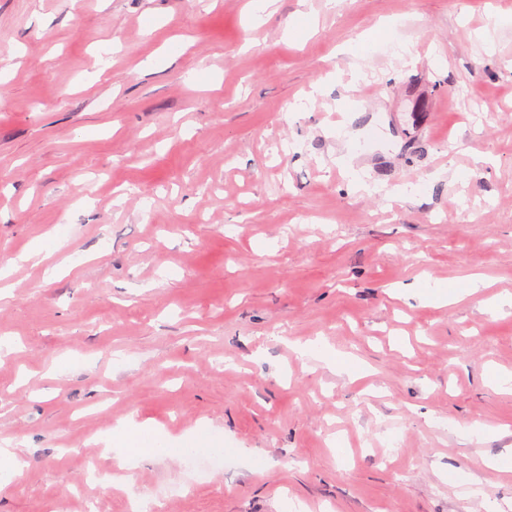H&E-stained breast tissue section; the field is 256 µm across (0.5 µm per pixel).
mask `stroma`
Instances as JSON below:
<instances>
[{
  "label": "stroma",
  "instance_id": "1",
  "mask_svg": "<svg viewBox=\"0 0 512 512\" xmlns=\"http://www.w3.org/2000/svg\"><path fill=\"white\" fill-rule=\"evenodd\" d=\"M255 9L0 0V512H512V0ZM22 448L17 443L9 440H1L0 443V474L3 471L9 472L12 476L16 475L22 463ZM125 447L137 449L134 451H131L130 449H123V451L120 454L115 456L118 462V466L121 469L131 468L134 465H136V463L139 462L141 459L161 455L163 453H166L168 449L164 448V446L160 444H155L154 441H152V445L147 448L142 445H134L132 442L129 443V446L125 444ZM183 455L187 466L201 475L221 468L224 464L223 453H211L204 448H195L192 452Z\"/></svg>",
  "mask_w": 512,
  "mask_h": 512
}]
</instances>
